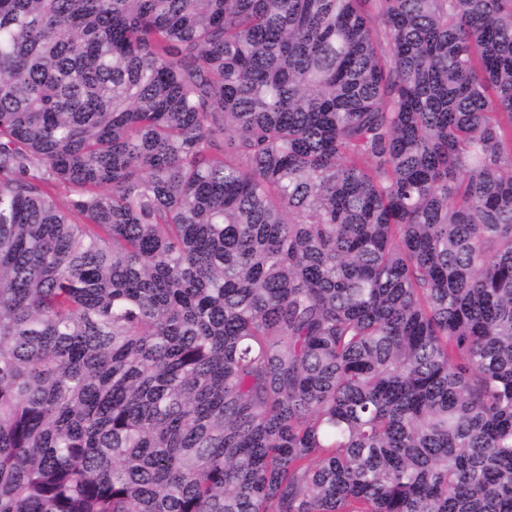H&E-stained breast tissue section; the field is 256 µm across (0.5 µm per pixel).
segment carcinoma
Returning a JSON list of instances; mask_svg holds the SVG:
<instances>
[{"label":"carcinoma","mask_w":512,"mask_h":512,"mask_svg":"<svg viewBox=\"0 0 512 512\" xmlns=\"http://www.w3.org/2000/svg\"><path fill=\"white\" fill-rule=\"evenodd\" d=\"M0 512H512V0H0Z\"/></svg>","instance_id":"carcinoma-1"}]
</instances>
